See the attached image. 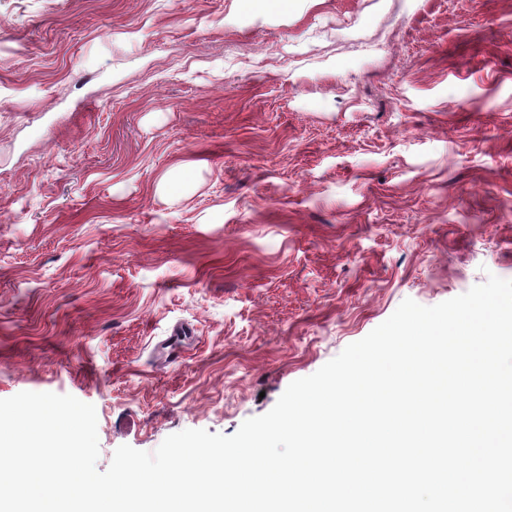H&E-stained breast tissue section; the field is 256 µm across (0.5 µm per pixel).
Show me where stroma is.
Instances as JSON below:
<instances>
[{"instance_id":"stroma-1","label":"stroma","mask_w":512,"mask_h":512,"mask_svg":"<svg viewBox=\"0 0 512 512\" xmlns=\"http://www.w3.org/2000/svg\"><path fill=\"white\" fill-rule=\"evenodd\" d=\"M491 273L512 0H0V399L94 405L98 470Z\"/></svg>"}]
</instances>
